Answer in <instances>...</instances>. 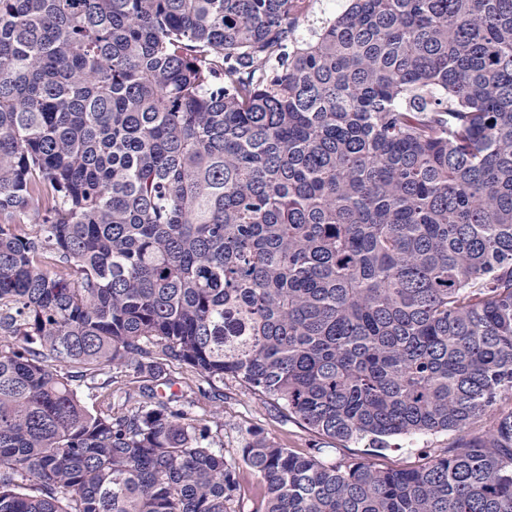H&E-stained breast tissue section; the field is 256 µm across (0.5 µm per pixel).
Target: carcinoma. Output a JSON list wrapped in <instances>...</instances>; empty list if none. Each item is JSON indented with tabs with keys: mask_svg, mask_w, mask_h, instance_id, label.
I'll list each match as a JSON object with an SVG mask.
<instances>
[{
	"mask_svg": "<svg viewBox=\"0 0 512 512\" xmlns=\"http://www.w3.org/2000/svg\"><path fill=\"white\" fill-rule=\"evenodd\" d=\"M306 15L0 0V512H236L245 468L264 512H512V0ZM173 363L340 445L458 439L232 453ZM391 443L397 445L379 451L374 456L371 455L373 448H369L364 442H351L345 444V447L331 443L324 444L326 447L323 448L326 450L323 457L328 461H336L349 456L365 457L386 468L414 466L422 460L423 455L440 452L454 446L456 435L448 432L426 437L397 438Z\"/></svg>",
	"mask_w": 512,
	"mask_h": 512,
	"instance_id": "cac0c4a2",
	"label": "carcinoma"
}]
</instances>
